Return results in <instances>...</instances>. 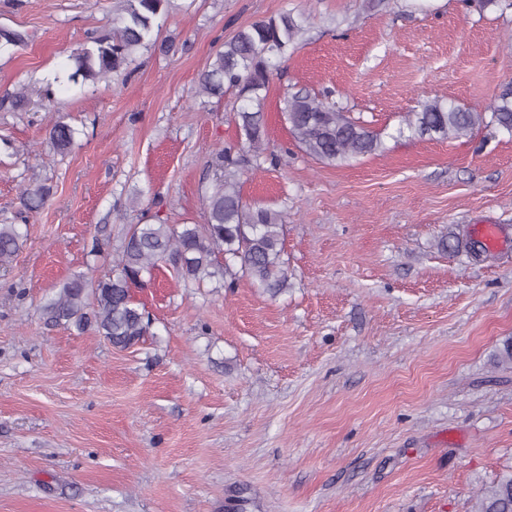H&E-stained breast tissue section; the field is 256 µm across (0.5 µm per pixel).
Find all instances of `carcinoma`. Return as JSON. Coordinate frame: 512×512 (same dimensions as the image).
<instances>
[{
    "label": "carcinoma",
    "mask_w": 512,
    "mask_h": 512,
    "mask_svg": "<svg viewBox=\"0 0 512 512\" xmlns=\"http://www.w3.org/2000/svg\"><path fill=\"white\" fill-rule=\"evenodd\" d=\"M170 0H122V15L112 34L91 40L92 46L76 52L74 70L67 81L95 83L120 72L136 51L155 44L157 18L165 15ZM306 19L285 11L252 23L224 41L200 78V89L211 96L233 91L242 105L234 113L240 142L216 153V169L208 197L204 224H132L111 274L90 279L75 275L46 306L51 322L65 323L83 332L90 326L117 349L139 343L147 332L145 310L135 302L131 288L143 276L164 264L184 285L200 287L218 278L235 276L234 265L264 292L276 297L288 289L283 260L287 214L250 203L240 189V173L258 171L264 156V102L273 78L275 61L285 57ZM281 116L296 145L309 157L331 163L383 151L380 135L352 120L317 96L298 91L285 93ZM489 123L512 134V87L498 96L491 117L441 99L428 100L411 112L406 127L397 130L439 139H457ZM78 130L62 117L49 120L48 142L58 153L71 149ZM52 188L40 184L20 195V209L13 220H0V267L17 255L24 237L20 224L40 209ZM476 512H512V473L481 491Z\"/></svg>",
    "instance_id": "obj_1"
}]
</instances>
